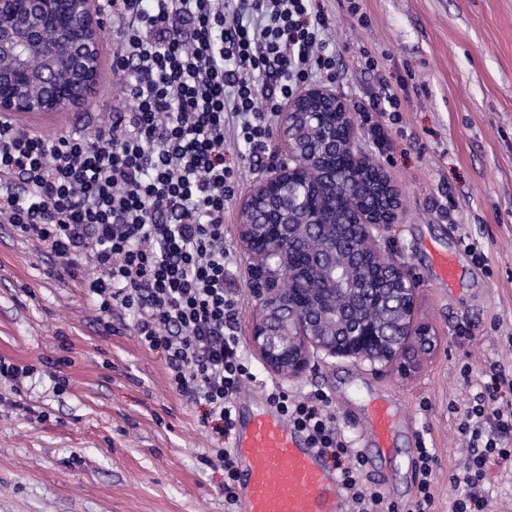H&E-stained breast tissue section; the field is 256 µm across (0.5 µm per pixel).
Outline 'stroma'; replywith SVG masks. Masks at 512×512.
Instances as JSON below:
<instances>
[{
  "label": "stroma",
  "mask_w": 512,
  "mask_h": 512,
  "mask_svg": "<svg viewBox=\"0 0 512 512\" xmlns=\"http://www.w3.org/2000/svg\"><path fill=\"white\" fill-rule=\"evenodd\" d=\"M359 23L346 0H329V38L339 50L338 91L356 103L373 88L362 69L371 53L408 98L390 143L366 125L357 143L390 176L402 204L381 245L417 284V318L436 347L411 377L395 368L318 355L301 376L268 371L253 351L260 303L254 270L238 239V202L224 208V247L234 275L238 335L255 381L240 401L275 383L293 396L324 391L351 447L364 446L367 407L393 400L407 418L396 452L380 458L383 494L404 512L417 489L412 435L437 451L430 512H452L465 485L449 478L470 454L451 404H467L491 364L512 368V0H362ZM102 43V75L91 104L42 120L40 130L93 136L122 98L114 74L113 26ZM456 259L439 279L436 253ZM472 336L460 338L461 328ZM69 357L65 390L38 374L22 405L0 409V512H224L222 470L203 465L211 444L200 409L172 389L163 357L140 345L129 315L101 321L82 288L59 278L52 260L0 227V357L39 365ZM468 378H461V370ZM489 512H512V461L481 485Z\"/></svg>",
  "instance_id": "obj_1"
}]
</instances>
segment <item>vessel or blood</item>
<instances>
[{
  "instance_id": "obj_1",
  "label": "vessel or blood",
  "mask_w": 512,
  "mask_h": 512,
  "mask_svg": "<svg viewBox=\"0 0 512 512\" xmlns=\"http://www.w3.org/2000/svg\"><path fill=\"white\" fill-rule=\"evenodd\" d=\"M369 441L389 453L395 412L383 400L368 409ZM239 512H346L337 472L268 404L238 406L233 440Z\"/></svg>"
}]
</instances>
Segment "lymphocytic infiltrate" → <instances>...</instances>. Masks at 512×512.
Wrapping results in <instances>:
<instances>
[{
	"instance_id": "1",
	"label": "lymphocytic infiltrate",
	"mask_w": 512,
	"mask_h": 512,
	"mask_svg": "<svg viewBox=\"0 0 512 512\" xmlns=\"http://www.w3.org/2000/svg\"><path fill=\"white\" fill-rule=\"evenodd\" d=\"M116 20L112 67L126 75L133 106L117 107L93 137L23 128L0 115V224L79 278L95 310L132 314L134 331L161 354L169 383L201 407L213 441L203 464L220 462L224 509L236 504L233 414L252 380L228 293L224 206L238 186L230 146L250 158L268 149L270 121L308 81H333L339 53L322 0H106ZM375 74L378 91L356 110L378 145L401 110L405 80ZM288 426L332 461L353 512H396L363 481L326 394L265 387ZM460 432L473 447L453 483L468 491L453 512H486L479 484L512 459V379L492 365Z\"/></svg>"
}]
</instances>
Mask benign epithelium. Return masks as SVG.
<instances>
[{
  "instance_id": "obj_1",
  "label": "benign epithelium",
  "mask_w": 512,
  "mask_h": 512,
  "mask_svg": "<svg viewBox=\"0 0 512 512\" xmlns=\"http://www.w3.org/2000/svg\"><path fill=\"white\" fill-rule=\"evenodd\" d=\"M103 35L95 0H0V115L49 114L89 103L100 78ZM312 113L320 119L339 116L343 141L354 146L358 130L353 113L336 90L303 88L277 115L286 158L240 202L238 236L247 251L265 245L278 282L306 266L322 268L319 307L312 314L304 310L298 288L256 289L262 302L252 322L251 342L265 366L283 377L303 373L313 350L394 365L400 374L410 376L420 357L433 349L434 340L430 328L417 321L414 280L392 263L379 271L391 291L376 294L374 301L385 314H400L399 323L344 318L338 333L313 330L315 320L336 323L337 296L350 284L336 276V248L317 255L305 248L307 240L336 223L331 196L303 180L310 158L323 164L327 180H336V136L326 131L317 150L309 152ZM341 163L386 187L379 196L358 189L346 210L344 223L359 242L352 258L360 259L368 251L380 250L382 228L398 221L401 204L390 178L369 156L352 150Z\"/></svg>"
}]
</instances>
